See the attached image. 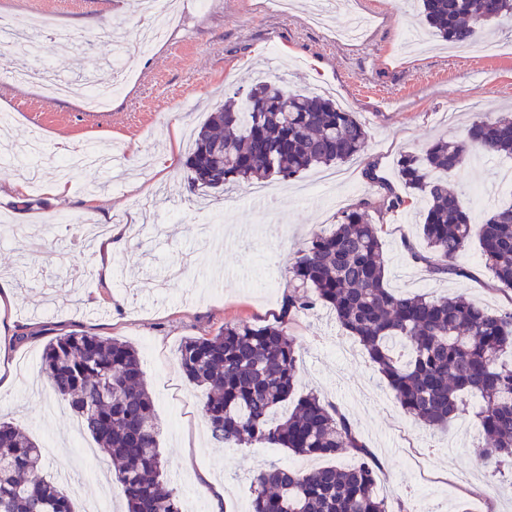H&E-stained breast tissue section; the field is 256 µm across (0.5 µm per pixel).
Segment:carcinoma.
<instances>
[{
    "instance_id": "1",
    "label": "carcinoma",
    "mask_w": 512,
    "mask_h": 512,
    "mask_svg": "<svg viewBox=\"0 0 512 512\" xmlns=\"http://www.w3.org/2000/svg\"><path fill=\"white\" fill-rule=\"evenodd\" d=\"M426 26L450 44L467 45L477 28L512 19V0H419ZM366 126L329 98L259 81L230 97L193 134L185 166L191 186L222 190L275 174L289 180L364 155ZM512 158V117L474 115L462 139L438 138L398 161L408 196L384 184L376 166L365 178L380 198L361 199L316 235L288 268V293L274 325L226 323L190 337L178 352L187 380L204 389L201 414L216 443L243 448L272 443L292 454L353 463L309 471L265 463L253 475L251 512H388L378 492V461L340 409L310 393L287 415L300 347L287 323L317 305L366 351L402 409L437 430L480 400L477 456L512 466V309L488 310L463 298L403 295L388 288L381 226L369 210L426 202L425 251L414 253L432 276L467 275L457 264L474 224L453 178L471 151ZM485 266L512 290V204L480 225ZM42 368L53 394L68 404L100 452L116 465L128 512H183L164 477L160 426L138 351L116 338L73 332L44 347ZM43 448L18 424L0 421V512H75L72 498L43 476Z\"/></svg>"
}]
</instances>
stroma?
<instances>
[{
	"label": "stroma",
	"instance_id": "obj_1",
	"mask_svg": "<svg viewBox=\"0 0 512 512\" xmlns=\"http://www.w3.org/2000/svg\"><path fill=\"white\" fill-rule=\"evenodd\" d=\"M178 13L170 41L143 50L133 37L140 0H0L2 15L37 26L48 17L83 41L77 55L54 46L48 55L31 56L33 67L50 66L64 79L91 74L97 83H108L115 47L101 34L117 19L124 23L117 48L135 72L108 110L97 113L86 111L77 98L46 103L35 86L0 82V113L14 115L10 126L0 128V188L22 177L6 149L35 133L44 144L36 162L45 183L29 191L21 205L0 197V217L11 223L24 211L29 237L43 242L32 253L24 241L0 231V278L14 288L12 304L0 310V341L8 349L0 368L14 378L11 394L0 398V414L21 424L42 446L46 476L75 491L76 512H85L89 492L108 499L112 512L126 507L103 454L83 469L64 472L62 451L94 442L70 409L52 416L42 412L52 399L41 371L51 339L91 332L134 346L154 400L171 487L183 500L205 501L212 482L224 489V512H250L258 461L301 468L310 462L271 444L217 447L200 413L202 391L179 368L182 343L212 335L229 322L275 323L297 252L329 231L340 210L376 197V187L363 175L367 163L376 162L379 174L398 184L400 154L420 151L443 134L462 135L474 113L491 120L512 113V22L507 20L480 32L466 47L448 45L427 31L422 45L410 52L404 39L421 25L417 0H343L320 24L309 18L307 0H294L285 10L271 0H178ZM489 44L495 53L486 52ZM251 76L281 80L302 93L330 92L365 123L366 154L334 167L322 190L312 187L319 176L315 169L286 182L270 179V198L261 204L250 202L244 185L206 196L189 192L184 161L192 129ZM460 99L466 106L454 111ZM66 140L106 150L139 147L135 162L117 159L121 177L99 193L113 224L126 234L107 282L96 274L95 256L79 235L81 225L96 221L80 200L83 185L97 180V170L69 172L70 198L52 190ZM171 148L176 151L172 163L155 174ZM509 166L512 159L475 152L458 173L459 182L483 189L477 220L512 202V192L499 185L501 169ZM140 177L151 183L143 195L131 189ZM216 213L224 242L220 250L198 232ZM423 215L419 202L372 214L383 227L390 287L405 294L462 296L492 309L511 304L512 296L498 290L486 269L478 238L467 240L460 254L466 277L436 280L415 262L406 245L421 244ZM288 331L301 344L297 393L312 392L337 405L372 448L389 512H416L417 462L429 480L450 485L448 493L431 500L433 512L462 507L512 512V474L497 472L477 457L473 413L459 416L444 433L408 416L327 308L299 315Z\"/></svg>",
	"mask_w": 512,
	"mask_h": 512
}]
</instances>
